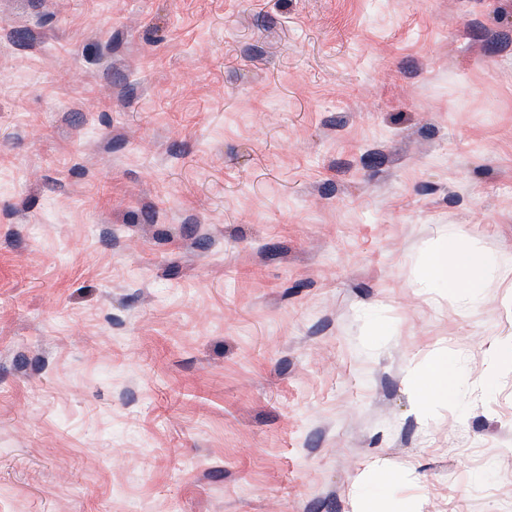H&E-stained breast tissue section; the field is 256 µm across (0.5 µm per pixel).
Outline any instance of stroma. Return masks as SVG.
<instances>
[{"mask_svg":"<svg viewBox=\"0 0 512 512\" xmlns=\"http://www.w3.org/2000/svg\"><path fill=\"white\" fill-rule=\"evenodd\" d=\"M452 233L512 256V0H0V512H512ZM490 266L484 255L454 238L429 255L426 276L473 301ZM457 373L452 359L437 358L424 366L418 380V404L421 408L447 403L455 397Z\"/></svg>","mask_w":512,"mask_h":512,"instance_id":"stroma-1","label":"stroma"}]
</instances>
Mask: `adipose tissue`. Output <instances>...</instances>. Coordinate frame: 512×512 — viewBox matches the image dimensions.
Listing matches in <instances>:
<instances>
[{
  "label": "adipose tissue",
  "instance_id": "obj_1",
  "mask_svg": "<svg viewBox=\"0 0 512 512\" xmlns=\"http://www.w3.org/2000/svg\"><path fill=\"white\" fill-rule=\"evenodd\" d=\"M488 259L458 239L433 251L427 260L428 280L445 284L468 299H475L483 285ZM457 373L452 359L437 358L424 366L416 382L418 404L429 408L454 398Z\"/></svg>",
  "mask_w": 512,
  "mask_h": 512
}]
</instances>
